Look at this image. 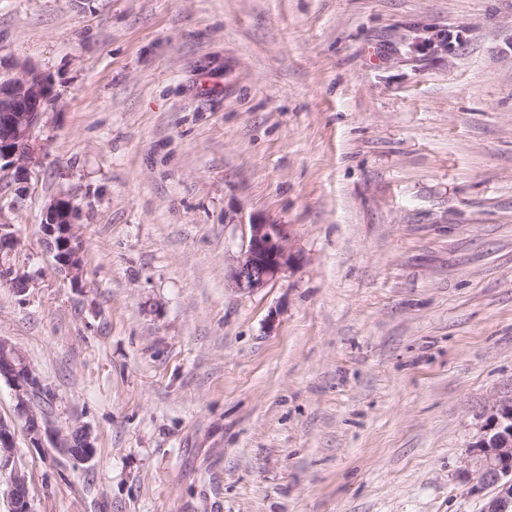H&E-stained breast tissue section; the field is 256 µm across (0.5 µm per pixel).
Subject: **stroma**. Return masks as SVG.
I'll return each mask as SVG.
<instances>
[{"label": "stroma", "instance_id": "35a3bbf8", "mask_svg": "<svg viewBox=\"0 0 512 512\" xmlns=\"http://www.w3.org/2000/svg\"><path fill=\"white\" fill-rule=\"evenodd\" d=\"M53 101L0 173V337L97 447L36 512H482L512 399V0H0ZM79 210L85 271L43 223ZM296 262L243 294L250 216ZM75 206L73 201L60 197L50 204L44 229L46 245L53 255L55 268L64 273L73 284L82 278L77 262L82 248L74 232ZM19 239L15 226L11 224H0V280L12 282L16 279L23 281L24 290L29 288V276L17 270L13 264L3 261L4 257H9L18 247ZM477 476L474 491L496 486L498 493L488 500L483 512L512 509V400L494 406L482 435L469 450Z\"/></svg>", "mask_w": 512, "mask_h": 512}]
</instances>
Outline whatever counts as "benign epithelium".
I'll return each mask as SVG.
<instances>
[{
  "label": "benign epithelium",
  "instance_id": "1",
  "mask_svg": "<svg viewBox=\"0 0 512 512\" xmlns=\"http://www.w3.org/2000/svg\"><path fill=\"white\" fill-rule=\"evenodd\" d=\"M52 98L44 77L28 68L20 78L0 81V172L16 169L35 153V129ZM75 206L60 197L50 204L44 229L46 245L53 255L55 268L72 283L82 275L78 258L82 248L74 232ZM288 227L267 222L256 216L249 220L246 243L230 270L229 280L241 293L253 294L274 282L295 260L289 244ZM13 224H0V280H21L30 284L29 276L4 261L18 247ZM14 392L17 416L25 422L30 445L55 448L66 455L74 466L90 464L96 448L87 426L75 424L64 435L57 428L54 415L35 405L34 395L43 387L40 377L12 343L0 338V381ZM473 460L476 485L495 486L498 493L488 500L483 512H509L512 509V400L494 406L482 435L469 450ZM0 476L6 490L3 501L7 512H35L33 500L25 492L26 474L17 455L16 429L0 418Z\"/></svg>",
  "mask_w": 512,
  "mask_h": 512
}]
</instances>
